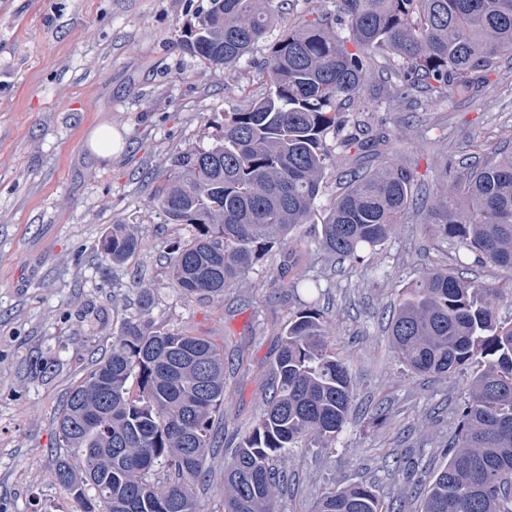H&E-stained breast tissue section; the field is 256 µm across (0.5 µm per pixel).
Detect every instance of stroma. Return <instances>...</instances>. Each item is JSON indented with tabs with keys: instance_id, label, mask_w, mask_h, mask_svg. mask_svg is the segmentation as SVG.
<instances>
[{
	"instance_id": "1",
	"label": "stroma",
	"mask_w": 512,
	"mask_h": 512,
	"mask_svg": "<svg viewBox=\"0 0 512 512\" xmlns=\"http://www.w3.org/2000/svg\"><path fill=\"white\" fill-rule=\"evenodd\" d=\"M205 2L0 0V512H73L52 476L55 412L143 288L154 295L157 326L188 328L223 348L219 454L230 460L263 406L283 327L307 298L298 277L321 287L330 345L348 362L355 400L333 447L290 449L281 512H310L329 487L360 482L382 502L399 497L405 512H420L422 494L394 465L425 479L447 463L477 368L411 373L387 321L407 282L455 265L459 242H439L409 219L352 266L329 257L303 225L223 295H181L164 273L169 243L187 230L164 223L152 191L176 154L215 143L225 109L265 91L255 73L244 91L228 92L223 69L183 48V24ZM375 121L405 126L399 153L419 183L435 186L439 140L454 163L482 141L512 144V61L499 60L472 95L437 105L422 97ZM103 126L118 138L108 159L90 146ZM115 224L133 225L141 242L122 266L96 252Z\"/></svg>"
}]
</instances>
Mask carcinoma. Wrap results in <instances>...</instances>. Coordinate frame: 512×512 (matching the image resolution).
I'll return each mask as SVG.
<instances>
[{
  "label": "carcinoma",
  "instance_id": "carcinoma-1",
  "mask_svg": "<svg viewBox=\"0 0 512 512\" xmlns=\"http://www.w3.org/2000/svg\"><path fill=\"white\" fill-rule=\"evenodd\" d=\"M288 0H207L186 22L183 47L224 69L243 89L241 61L268 41L259 71L262 97L224 111L208 150L173 161L151 202L168 224L189 228L172 242L167 275L187 296L212 297L302 224L313 223L326 145L378 158L342 171L321 221L331 256L364 263L409 217L465 253L402 289L388 336L399 361L421 375L473 363L468 398L448 463L429 480L422 512H512V148L482 144L494 159L453 171L435 188L414 190L415 175L391 141L370 137L380 105L409 108L420 94L444 101L487 82L501 55L512 57V0H331L277 28ZM356 113L349 120L347 111ZM97 250L129 262L140 242L114 224ZM489 264L495 284L468 276ZM155 300L139 292L108 351L74 384L55 416L60 448L53 477L76 512L92 500L110 512H198V491L222 447L224 350L189 329L153 323ZM264 407L224 465V512H277L288 477L282 467L302 442L326 448L349 420L354 386L328 341L312 299L285 327ZM311 512H401L384 508L372 486L331 488Z\"/></svg>",
  "mask_w": 512,
  "mask_h": 512
}]
</instances>
